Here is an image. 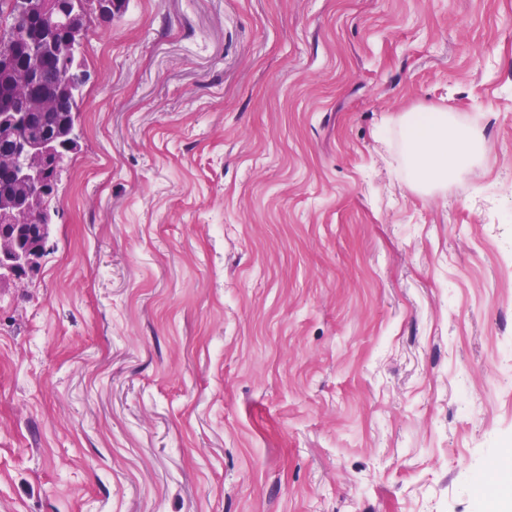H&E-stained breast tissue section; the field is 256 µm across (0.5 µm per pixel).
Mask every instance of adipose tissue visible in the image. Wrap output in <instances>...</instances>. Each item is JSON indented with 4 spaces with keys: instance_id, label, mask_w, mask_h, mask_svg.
<instances>
[{
    "instance_id": "1",
    "label": "adipose tissue",
    "mask_w": 512,
    "mask_h": 512,
    "mask_svg": "<svg viewBox=\"0 0 512 512\" xmlns=\"http://www.w3.org/2000/svg\"><path fill=\"white\" fill-rule=\"evenodd\" d=\"M397 126L408 167L405 187L413 193H434L482 154L478 128L445 110L407 111L398 116Z\"/></svg>"
}]
</instances>
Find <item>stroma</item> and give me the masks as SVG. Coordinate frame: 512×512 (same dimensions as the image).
I'll use <instances>...</instances> for the list:
<instances>
[{
  "label": "stroma",
  "mask_w": 512,
  "mask_h": 512,
  "mask_svg": "<svg viewBox=\"0 0 512 512\" xmlns=\"http://www.w3.org/2000/svg\"><path fill=\"white\" fill-rule=\"evenodd\" d=\"M85 61L0 512H507L512 0H129ZM420 108L485 134L431 196Z\"/></svg>",
  "instance_id": "35a3bbf8"
}]
</instances>
